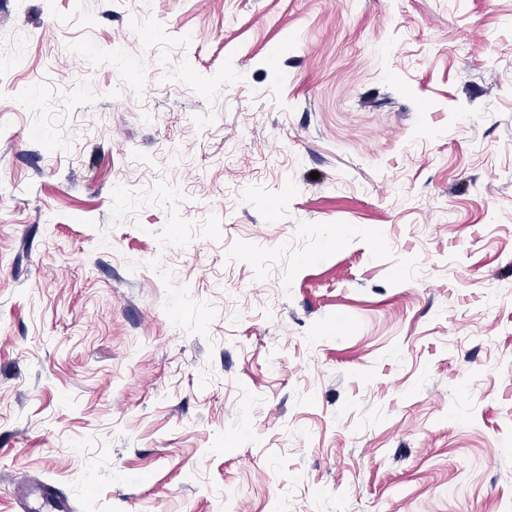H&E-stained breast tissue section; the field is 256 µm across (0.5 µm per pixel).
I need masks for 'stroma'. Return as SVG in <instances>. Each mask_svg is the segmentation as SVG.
<instances>
[{"label":"stroma","instance_id":"stroma-1","mask_svg":"<svg viewBox=\"0 0 512 512\" xmlns=\"http://www.w3.org/2000/svg\"><path fill=\"white\" fill-rule=\"evenodd\" d=\"M512 512V0H0V512ZM35 496L36 505L31 506L27 503L25 512H47L46 508L53 511L50 512H70L72 505L68 499L58 497L54 491L45 485H40L32 490Z\"/></svg>","mask_w":512,"mask_h":512}]
</instances>
